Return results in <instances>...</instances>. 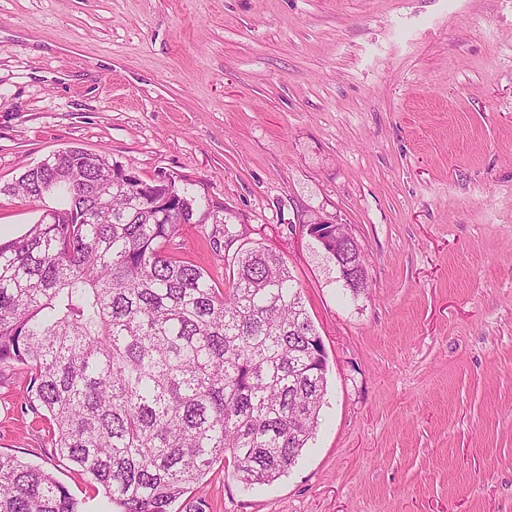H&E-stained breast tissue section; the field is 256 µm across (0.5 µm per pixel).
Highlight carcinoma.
Here are the masks:
<instances>
[{
	"label": "carcinoma",
	"mask_w": 512,
	"mask_h": 512,
	"mask_svg": "<svg viewBox=\"0 0 512 512\" xmlns=\"http://www.w3.org/2000/svg\"><path fill=\"white\" fill-rule=\"evenodd\" d=\"M71 146L0 186L57 204L0 242V365L29 372L55 458L118 512H171L219 459L247 487L297 464L327 361L287 262L236 253L228 288L177 253L199 210L174 179ZM0 512H85L54 477L0 456Z\"/></svg>",
	"instance_id": "cac0c4a2"
}]
</instances>
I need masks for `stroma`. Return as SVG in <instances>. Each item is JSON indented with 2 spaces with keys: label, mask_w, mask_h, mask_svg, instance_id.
I'll return each instance as SVG.
<instances>
[{
  "label": "stroma",
  "mask_w": 512,
  "mask_h": 512,
  "mask_svg": "<svg viewBox=\"0 0 512 512\" xmlns=\"http://www.w3.org/2000/svg\"><path fill=\"white\" fill-rule=\"evenodd\" d=\"M72 145L193 183L180 257L221 289L240 248L280 254L323 341L314 440L250 490L215 463L210 512H512V0H0V184ZM43 209L1 196L0 232ZM28 380L0 367V455L111 512ZM318 224H321V225H318ZM330 224H333V223H330V222H327V221H314V222H308L305 226H306V231H307V234L309 236H311L312 238H318L317 236L314 235V233L311 231V227L312 225H318V227L316 228V233L320 232L319 233V238L323 241L321 242L323 245L327 246V259L330 260V262H332L335 267H336V272L338 274V276L336 277L337 278V282L341 283V287L344 289V290H348L352 293V295H358L359 293H361V291L365 290V288H368V276L366 275V269H365V262H364V257L363 255H361V252H359L356 256V259L355 261L357 262V265L358 267L361 269V277L360 279L356 282V284L354 285V288H348V287H345L344 283H343V280L342 279H339V272L337 270V266H336V263H335V258L336 257H343L345 259H349L352 254H353V249L355 247H359V244L357 242V240L354 238V236L348 232L347 234H344L342 231H341V224H335L336 227H334V231L336 232V241L333 240L332 242H327L326 239L329 237L327 235L324 234V230H326L327 228H329L331 225ZM322 232V233H321ZM337 244H343L342 248L340 250H336V245Z\"/></svg>",
  "instance_id": "35a3bbf8"
}]
</instances>
